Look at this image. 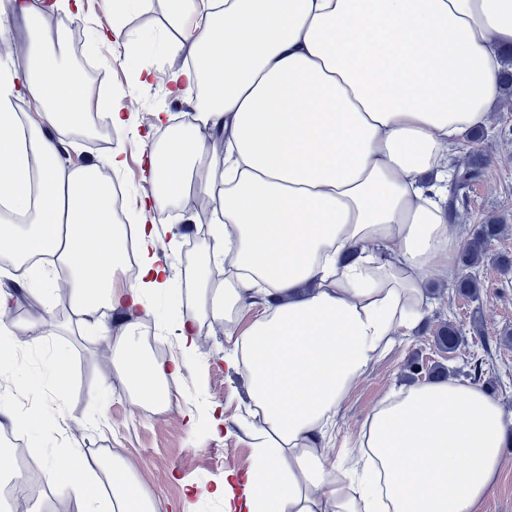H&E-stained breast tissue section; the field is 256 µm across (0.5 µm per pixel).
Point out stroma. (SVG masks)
I'll return each instance as SVG.
<instances>
[{
    "mask_svg": "<svg viewBox=\"0 0 512 512\" xmlns=\"http://www.w3.org/2000/svg\"><path fill=\"white\" fill-rule=\"evenodd\" d=\"M83 13L60 5L54 16L60 29L75 27L83 37L112 29L111 0H82ZM81 61L87 66V82L96 84L92 98L93 124L82 132L58 137V162L65 169L98 165L111 153L125 155L130 162L121 175L128 201L144 198V175L136 173L131 162L154 147L162 138L155 121L159 112L170 119L185 116L197 98L185 93L181 99L167 94L174 75L175 59L153 52L133 57L124 40L89 49L66 48L65 63ZM152 71L148 82L129 83L135 66ZM129 99L135 127L115 132L99 130L97 123L112 110L117 94ZM482 138L465 136L458 144V157L479 151L492 165L483 179L463 193L449 197L448 222L459 240H466L473 225L488 216L504 217L508 231L493 243V258L481 264L476 274L481 282L478 300L458 295L451 284L435 283L423 326L412 335L395 337L390 348L355 382L344 397L334 419L330 441L334 457L357 456L362 424L373 407L388 394L402 388L405 366L419 358L424 367L441 364L456 370V379L467 382L461 369L466 360L481 364V382L504 408L512 413V272L503 273L495 255H512V102H501L484 126ZM156 228L155 250L172 268L171 294L152 299L143 317L155 337L170 345L178 343L177 310L188 297L196 280L190 259L180 248L194 244L202 248L206 240L200 218L191 223L168 216L166 207L152 215ZM179 250H171V241ZM11 321L36 329L44 338L38 349L21 353L17 366L27 371L25 386L13 389L12 400L0 404V434L15 429V404L25 398L30 411L23 434L28 451L40 468H60L67 460V448L96 449L97 459H117L135 476L140 492L154 499L159 512H224V502L209 491L223 482L227 473H245L253 458L252 429L259 418L251 406L242 375L227 368L224 356L228 337L222 332L223 313L209 318L204 333L210 339L207 349L196 350L184 377L171 381L159 403L157 415L144 420L134 403L125 400L126 388L117 379L113 366L103 361L106 337L124 333L121 315L103 311L98 325L80 323L78 316L60 310L57 298L27 296L14 299ZM458 325L465 339L461 351L448 354L434 343L433 334L441 322ZM107 336H100V329ZM63 356L66 374L52 381L38 372L42 357ZM38 495L28 497L25 512H78L79 507L66 482H41Z\"/></svg>",
    "mask_w": 512,
    "mask_h": 512,
    "instance_id": "35a3bbf8",
    "label": "stroma"
}]
</instances>
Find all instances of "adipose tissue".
<instances>
[{
	"mask_svg": "<svg viewBox=\"0 0 512 512\" xmlns=\"http://www.w3.org/2000/svg\"><path fill=\"white\" fill-rule=\"evenodd\" d=\"M6 4L32 40L0 67V250L30 290L53 292L61 264L83 320L124 309L112 363L140 400L161 399L164 383L188 371L185 354L209 313L233 320L247 291L264 303L224 357L261 417L243 495L229 476L213 491L224 512H479L512 440V415L481 385L404 387L367 416L351 465H327L317 450L355 381L394 336L415 330L426 272L456 274L452 157L496 109L512 0H207L190 63L173 79L178 93L202 88L198 119L149 152L148 173L166 191L141 201L129 230L112 220L122 155L66 170L43 133L86 125L84 80L65 73L58 37L26 0ZM166 7L172 32L144 38L118 24L114 36L180 54L196 0ZM19 97L38 104L39 121L20 120ZM216 131L220 159L207 155ZM205 157L209 171L193 174ZM193 184L215 204L211 254L235 274L199 280L178 316L182 354L147 360L135 333L147 297L170 281L151 213ZM130 238L138 274L117 290ZM16 330L0 296V372L22 386L13 355L38 339ZM68 454L65 480L81 512H155L120 462Z\"/></svg>",
	"mask_w": 512,
	"mask_h": 512,
	"instance_id": "obj_1",
	"label": "adipose tissue"
}]
</instances>
